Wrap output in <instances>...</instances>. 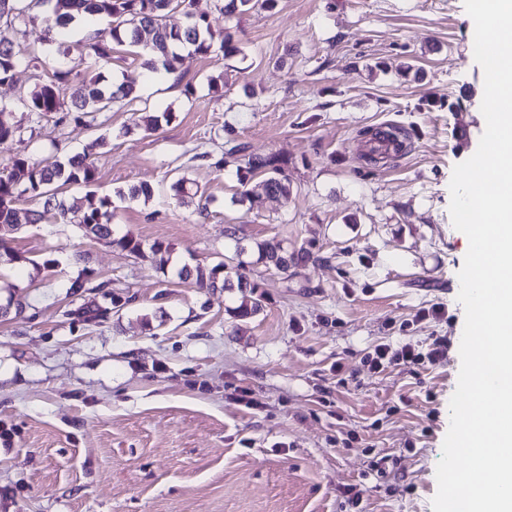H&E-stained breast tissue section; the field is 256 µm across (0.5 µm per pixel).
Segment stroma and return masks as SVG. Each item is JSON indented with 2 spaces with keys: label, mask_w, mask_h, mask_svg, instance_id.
<instances>
[{
  "label": "stroma",
  "mask_w": 512,
  "mask_h": 512,
  "mask_svg": "<svg viewBox=\"0 0 512 512\" xmlns=\"http://www.w3.org/2000/svg\"><path fill=\"white\" fill-rule=\"evenodd\" d=\"M211 18L239 53L186 52L153 75L116 48L103 73L139 100L100 129L36 130L39 146L95 159L115 237L173 252L162 269L73 224L18 234L27 261L0 270V305L26 303L0 317V512H433L465 323L449 185L486 127L474 23L463 0H278ZM137 112L173 118L148 134ZM379 130L404 152L373 153ZM230 138L287 160L289 200L250 207L239 192L261 193L260 178L243 187L234 167L194 160ZM180 176L206 192L207 217L171 195ZM140 182L152 200L116 198ZM232 224L244 243L274 236L312 257L265 269L236 254ZM77 251L100 288L72 292ZM48 254L56 267L35 273ZM234 255L264 297L246 320L238 289L176 276ZM82 305L107 316L83 321ZM441 338L434 364L366 362L380 343Z\"/></svg>",
  "instance_id": "obj_1"
}]
</instances>
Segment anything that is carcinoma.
<instances>
[{
  "label": "carcinoma",
  "mask_w": 512,
  "mask_h": 512,
  "mask_svg": "<svg viewBox=\"0 0 512 512\" xmlns=\"http://www.w3.org/2000/svg\"><path fill=\"white\" fill-rule=\"evenodd\" d=\"M212 2L227 22L235 14L257 5L271 9L277 0ZM198 3L199 0H0V19L11 23L14 32L23 34L28 26L41 24L45 45L56 48L57 54L65 58L69 49L64 31L69 25L78 20L88 25L99 19L109 22L108 28L95 30L77 64L58 63L43 82L18 96L17 107L28 114V125L5 118V111L0 109V144L15 146V152L0 173V268L27 261L13 247L18 230L49 220L56 224H76L85 236L115 245L137 258H148L161 267L169 263L171 248L161 241L146 246L132 237H112L116 213L109 196L89 191L73 203L63 198V193L72 185H93L97 180V165L85 154L59 157L57 142L52 143V149L46 154L38 151L34 147L35 126L51 120L57 126L74 122L98 127V115L110 111L114 103L124 101L129 105L136 101L138 94L133 85L122 83L113 88L104 85L105 76L100 72L87 76L90 71L109 63L117 46L134 49L142 59L141 65L155 75L175 72L182 50L202 56L217 49L226 55L240 52L228 27L224 28L220 42H215L210 12L199 8ZM174 11L186 17L184 27L167 25L166 17ZM44 53L45 50L20 41H0V84L12 81L20 66L38 67ZM190 160H211L218 169L234 166L243 186L252 177L261 175L264 193L269 198L286 200L292 194L286 162L281 157L251 154L244 144L233 139L224 142L221 157L216 160L208 151L196 153ZM154 193V187L148 183L117 191L123 199L146 201ZM22 201L34 203L36 207L20 208L18 204ZM253 250L257 252V262L284 275L310 259L305 248L290 252L274 237L255 242ZM75 258L83 267L70 283L73 292L108 286L106 282H95L87 254L79 252ZM232 273L236 276L237 287L244 292V300L234 315L241 320L252 318L263 309V296L257 293L258 284L249 279L243 263L232 266L220 261L210 267L185 265L178 276L184 282L194 281L201 289H215L227 287Z\"/></svg>",
  "instance_id": "obj_1"
}]
</instances>
